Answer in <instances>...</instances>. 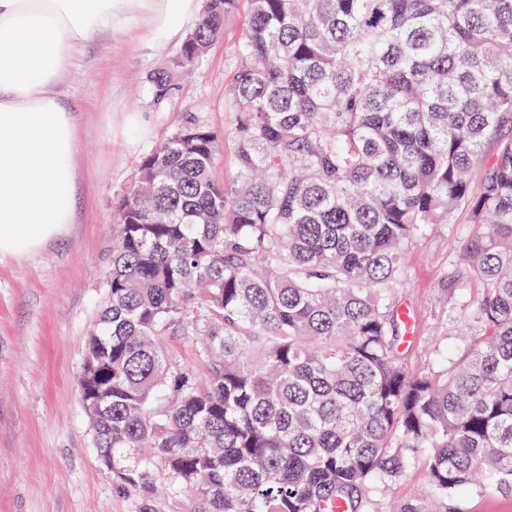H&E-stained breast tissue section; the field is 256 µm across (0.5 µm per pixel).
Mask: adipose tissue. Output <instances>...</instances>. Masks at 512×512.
<instances>
[{"instance_id":"ef3b65f1","label":"adipose tissue","mask_w":512,"mask_h":512,"mask_svg":"<svg viewBox=\"0 0 512 512\" xmlns=\"http://www.w3.org/2000/svg\"><path fill=\"white\" fill-rule=\"evenodd\" d=\"M141 12L173 35L198 0H0V256L32 253L73 223L80 145L56 87L76 48Z\"/></svg>"}]
</instances>
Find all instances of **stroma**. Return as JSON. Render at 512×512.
I'll use <instances>...</instances> for the list:
<instances>
[{"label":"stroma","instance_id":"stroma-1","mask_svg":"<svg viewBox=\"0 0 512 512\" xmlns=\"http://www.w3.org/2000/svg\"><path fill=\"white\" fill-rule=\"evenodd\" d=\"M247 15L240 5L222 37L179 74L163 101H156L147 77L175 59L185 35L156 37L143 14L89 40L57 86L80 141L75 222L36 253L0 256V512H142L147 506L195 512L196 500L184 490L146 500L119 489L92 445L77 379L105 298L113 203L135 162L190 111L219 136L214 178L236 175L227 83ZM468 229L467 211H458L455 223L433 225L406 254L398 299L413 316L415 339L405 354L410 371L440 367L444 345L437 334L466 295L449 292L446 278ZM424 481L422 466L411 467L387 495L373 496L371 512H408L419 504Z\"/></svg>","mask_w":512,"mask_h":512}]
</instances>
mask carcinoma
Returning <instances> with one entry per match:
<instances>
[{
  "mask_svg": "<svg viewBox=\"0 0 512 512\" xmlns=\"http://www.w3.org/2000/svg\"><path fill=\"white\" fill-rule=\"evenodd\" d=\"M248 2L235 180L187 112L117 197L78 380L93 447L121 488L162 473L197 512H368L417 463L433 512L512 495V0ZM237 6L206 0L156 96ZM463 208L464 334L412 372L404 259ZM168 348L181 363L198 369L201 367L195 348L184 336H171Z\"/></svg>",
  "mask_w": 512,
  "mask_h": 512,
  "instance_id": "cac0c4a2",
  "label": "carcinoma"
}]
</instances>
